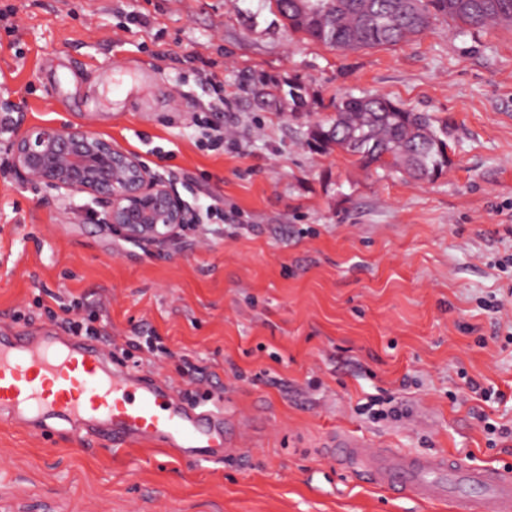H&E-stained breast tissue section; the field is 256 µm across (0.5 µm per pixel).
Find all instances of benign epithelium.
Here are the masks:
<instances>
[{
    "label": "benign epithelium",
    "instance_id": "benign-epithelium-1",
    "mask_svg": "<svg viewBox=\"0 0 512 512\" xmlns=\"http://www.w3.org/2000/svg\"><path fill=\"white\" fill-rule=\"evenodd\" d=\"M22 179L61 194L89 195L95 221L132 240L154 242L189 222L183 200L137 155L81 126H27L11 142Z\"/></svg>",
    "mask_w": 512,
    "mask_h": 512
}]
</instances>
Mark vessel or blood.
<instances>
[{
    "mask_svg": "<svg viewBox=\"0 0 512 512\" xmlns=\"http://www.w3.org/2000/svg\"><path fill=\"white\" fill-rule=\"evenodd\" d=\"M0 409L40 428L64 424L79 435L158 443L186 460L216 459L230 445L220 411L187 403L167 383L112 367L101 344L60 332L0 338ZM323 456L393 493L449 503L454 512H512V471L474 467L446 455L375 447L352 431H335Z\"/></svg>",
    "mask_w": 512,
    "mask_h": 512,
    "instance_id": "vessel-or-blood-1",
    "label": "vessel or blood"
}]
</instances>
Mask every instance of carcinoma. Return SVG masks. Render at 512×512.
I'll use <instances>...</instances> for the list:
<instances>
[{"mask_svg": "<svg viewBox=\"0 0 512 512\" xmlns=\"http://www.w3.org/2000/svg\"><path fill=\"white\" fill-rule=\"evenodd\" d=\"M295 32L343 50L395 46L421 34L431 19L448 18L460 32L512 24V0H266ZM292 110L307 108L303 88L288 84ZM333 115L308 127V144L339 148L365 167L432 179L451 162L448 123L378 94H344Z\"/></svg>", "mask_w": 512, "mask_h": 512, "instance_id": "cac0c4a2", "label": "carcinoma"}]
</instances>
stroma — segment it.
Returning a JSON list of instances; mask_svg holds the SVG:
<instances>
[{"label":"stroma","mask_w":512,"mask_h":512,"mask_svg":"<svg viewBox=\"0 0 512 512\" xmlns=\"http://www.w3.org/2000/svg\"><path fill=\"white\" fill-rule=\"evenodd\" d=\"M265 82L302 84L308 111L258 106ZM346 93L449 122L451 164L417 181L309 148L307 127ZM7 109L138 155L195 219L124 238L89 196L18 178L0 128V333L55 327L53 295L81 302L113 363L220 401L234 432L221 462L194 463L0 419V512H449L318 454L342 429L512 468V441L484 429L512 426V269L493 265L512 254V24L461 33L439 16L407 42L343 52L263 0H0ZM208 121L239 151L209 147ZM149 331L161 352L124 360ZM372 396L406 416L371 419L358 405Z\"/></svg>","instance_id":"stroma-1"}]
</instances>
